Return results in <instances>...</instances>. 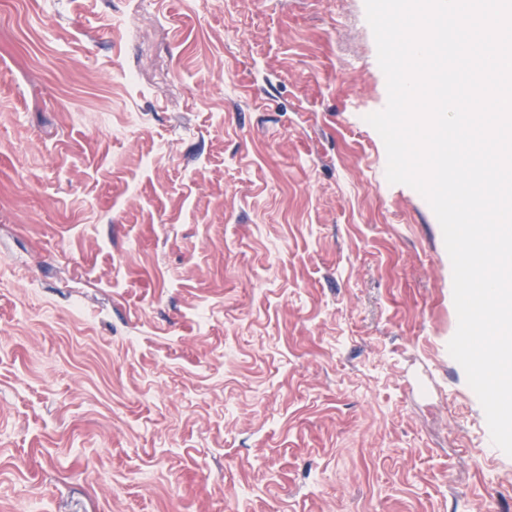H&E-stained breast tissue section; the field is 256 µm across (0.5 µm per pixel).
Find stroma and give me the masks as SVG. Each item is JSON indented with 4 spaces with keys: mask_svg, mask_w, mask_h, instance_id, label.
<instances>
[{
    "mask_svg": "<svg viewBox=\"0 0 512 512\" xmlns=\"http://www.w3.org/2000/svg\"><path fill=\"white\" fill-rule=\"evenodd\" d=\"M387 100L364 0H0V512H512Z\"/></svg>",
    "mask_w": 512,
    "mask_h": 512,
    "instance_id": "35a3bbf8",
    "label": "stroma"
}]
</instances>
